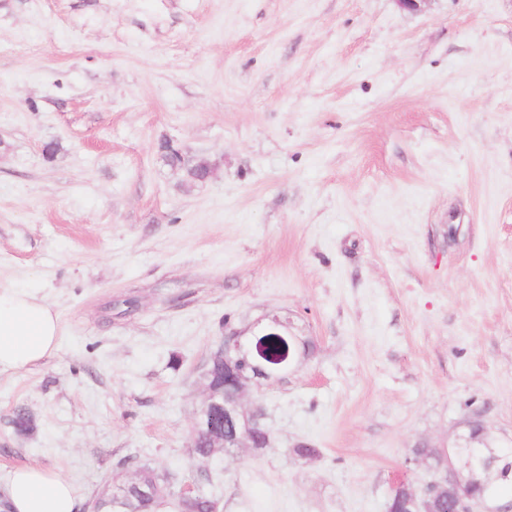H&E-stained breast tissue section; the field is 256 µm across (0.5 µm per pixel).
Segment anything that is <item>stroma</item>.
I'll list each match as a JSON object with an SVG mask.
<instances>
[{
  "mask_svg": "<svg viewBox=\"0 0 512 512\" xmlns=\"http://www.w3.org/2000/svg\"><path fill=\"white\" fill-rule=\"evenodd\" d=\"M0 287L60 325L0 371V486L384 512L465 418L512 448V0H0ZM275 317L313 349L244 394L269 448L194 458L210 352ZM136 479L138 480L136 483L123 485L114 492L118 496L133 499L136 508L139 510L138 512H155V507L165 500L176 503L180 512H183V509L191 510L192 512H212V503L216 501L203 493H199L195 503L182 508L176 496L182 499L192 498L196 493L192 484H184L175 496L170 487L165 482H161L153 471L148 468H141L137 473Z\"/></svg>",
  "mask_w": 512,
  "mask_h": 512,
  "instance_id": "stroma-1",
  "label": "stroma"
}]
</instances>
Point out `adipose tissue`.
<instances>
[{
    "label": "adipose tissue",
    "mask_w": 512,
    "mask_h": 512,
    "mask_svg": "<svg viewBox=\"0 0 512 512\" xmlns=\"http://www.w3.org/2000/svg\"><path fill=\"white\" fill-rule=\"evenodd\" d=\"M59 318L34 294L0 289V370H21L43 361L58 345ZM0 497L10 512H78L73 486L38 465L13 469Z\"/></svg>",
    "instance_id": "adipose-tissue-1"
}]
</instances>
